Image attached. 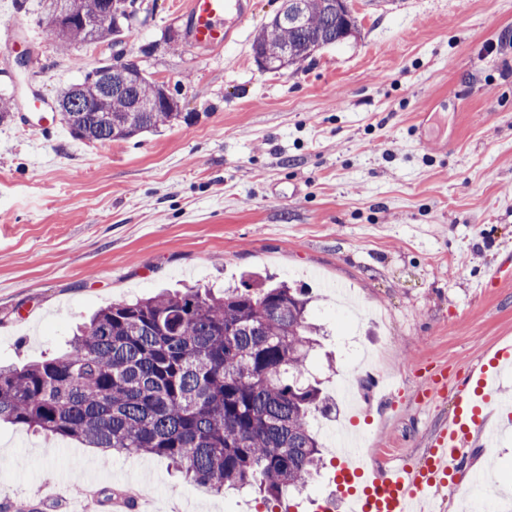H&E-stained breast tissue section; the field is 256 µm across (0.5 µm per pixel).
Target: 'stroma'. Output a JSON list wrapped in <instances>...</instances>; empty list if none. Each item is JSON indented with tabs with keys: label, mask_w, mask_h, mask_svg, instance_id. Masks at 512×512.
<instances>
[{
	"label": "stroma",
	"mask_w": 512,
	"mask_h": 512,
	"mask_svg": "<svg viewBox=\"0 0 512 512\" xmlns=\"http://www.w3.org/2000/svg\"><path fill=\"white\" fill-rule=\"evenodd\" d=\"M187 0H145L118 44L59 49L39 0H0L25 21L31 56H0V364L62 353L75 325L112 302L184 284L217 291L251 271L306 284L322 346L309 371L340 423L412 463L454 413V386L512 341V0H352L355 39L261 69L252 42L283 0H250L238 40L189 47ZM494 51H487V43ZM165 83L189 114L106 145L64 124L25 129L33 97L59 93L111 53ZM492 458L512 489V434L475 442L460 512ZM326 464L285 512L336 490ZM80 481L137 487L155 512H254L250 490L217 493L167 460L0 425V512H45Z\"/></svg>",
	"instance_id": "35a3bbf8"
}]
</instances>
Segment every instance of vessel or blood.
Here are the masks:
<instances>
[{"mask_svg": "<svg viewBox=\"0 0 512 512\" xmlns=\"http://www.w3.org/2000/svg\"><path fill=\"white\" fill-rule=\"evenodd\" d=\"M249 0H189L184 12L189 45L219 47L230 42L247 18ZM512 374V345L496 350L489 362L470 368L457 384V413L450 423L432 434V451L425 465H389L380 469L352 467L360 454L357 435L349 429L336 436L333 450L339 468L334 481L340 486L361 484L352 497L354 512H430L427 499L434 484L455 487L454 473L467 453L470 429L481 426L483 411L497 398L503 378Z\"/></svg>", "mask_w": 512, "mask_h": 512, "instance_id": "1", "label": "vessel or blood"}]
</instances>
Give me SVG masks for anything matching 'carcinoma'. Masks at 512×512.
I'll return each instance as SVG.
<instances>
[{"instance_id": "carcinoma-1", "label": "carcinoma", "mask_w": 512, "mask_h": 512, "mask_svg": "<svg viewBox=\"0 0 512 512\" xmlns=\"http://www.w3.org/2000/svg\"><path fill=\"white\" fill-rule=\"evenodd\" d=\"M254 38L265 70L297 65L358 34L348 0H289ZM129 17L65 37L115 41ZM59 95L61 120L90 144L155 133L182 118L177 102L137 63L112 72V93L91 79ZM309 291L269 285L247 274L216 295L210 289L162 292L114 303L77 328L69 350L20 369L0 367V423L26 426L90 448L169 460L189 480L218 492L251 488L264 501L300 490L322 469L310 427L329 402L308 377L319 346L309 321Z\"/></svg>"}]
</instances>
